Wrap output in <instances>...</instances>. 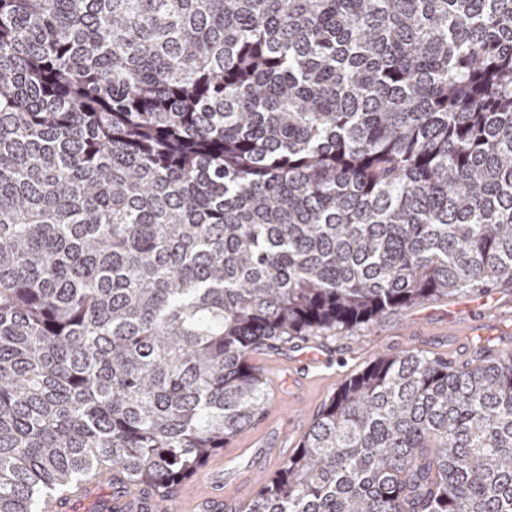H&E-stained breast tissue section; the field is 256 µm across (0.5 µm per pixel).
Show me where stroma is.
<instances>
[{"mask_svg": "<svg viewBox=\"0 0 512 512\" xmlns=\"http://www.w3.org/2000/svg\"><path fill=\"white\" fill-rule=\"evenodd\" d=\"M481 340L498 351L512 349V288L432 298L389 312L365 327L260 347L251 361L256 364L264 356L290 355L303 349L329 351V359L312 372L308 391L311 403L304 413L305 421L310 422L346 378L362 371L376 357L419 350L462 365L472 360Z\"/></svg>", "mask_w": 512, "mask_h": 512, "instance_id": "stroma-1", "label": "stroma"}]
</instances>
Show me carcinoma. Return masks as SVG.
Returning a JSON list of instances; mask_svg holds the SVG:
<instances>
[{"label":"carcinoma","instance_id":"obj_1","mask_svg":"<svg viewBox=\"0 0 512 512\" xmlns=\"http://www.w3.org/2000/svg\"><path fill=\"white\" fill-rule=\"evenodd\" d=\"M512 286V0H0V512L165 495L251 354ZM346 379L244 512H512V353ZM98 488V478L90 477L77 485V487L63 496L48 497L42 505L43 512H88L93 511L91 504L87 507L81 506L76 509L80 503L91 502L96 499ZM112 485L102 483L98 488V501L106 502L111 498ZM76 509V510H75Z\"/></svg>","mask_w":512,"mask_h":512}]
</instances>
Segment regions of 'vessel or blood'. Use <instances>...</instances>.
<instances>
[{"label":"vessel or blood","instance_id":"obj_1","mask_svg":"<svg viewBox=\"0 0 512 512\" xmlns=\"http://www.w3.org/2000/svg\"><path fill=\"white\" fill-rule=\"evenodd\" d=\"M298 359L305 371L296 376L290 370L288 360L279 359L265 364L264 370L271 379L278 396L288 397L297 408H304V390L309 383L311 371L323 355L318 350H304ZM283 435L274 427L254 434L242 445L233 446V456L269 458L281 456ZM98 479L90 477L62 496L46 498L42 512H75L78 504L94 501L97 496ZM257 488L253 474L227 468L223 460H215L194 483L182 487L172 500V512H243L252 492ZM114 512H151L152 496L138 488L120 491L112 503Z\"/></svg>","mask_w":512,"mask_h":512}]
</instances>
